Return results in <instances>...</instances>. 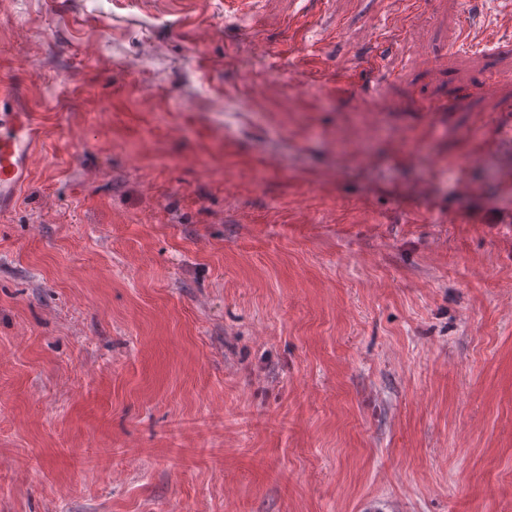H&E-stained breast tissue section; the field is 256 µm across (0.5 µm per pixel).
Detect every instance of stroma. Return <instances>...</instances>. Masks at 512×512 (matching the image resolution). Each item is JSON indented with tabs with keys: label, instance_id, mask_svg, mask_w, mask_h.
<instances>
[{
	"label": "stroma",
	"instance_id": "35a3bbf8",
	"mask_svg": "<svg viewBox=\"0 0 512 512\" xmlns=\"http://www.w3.org/2000/svg\"><path fill=\"white\" fill-rule=\"evenodd\" d=\"M224 2L0 7V512H512V5ZM21 88L0 80V215L18 198L24 176L37 162L36 112L19 105Z\"/></svg>",
	"mask_w": 512,
	"mask_h": 512
}]
</instances>
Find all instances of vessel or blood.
Masks as SVG:
<instances>
[{
    "mask_svg": "<svg viewBox=\"0 0 512 512\" xmlns=\"http://www.w3.org/2000/svg\"><path fill=\"white\" fill-rule=\"evenodd\" d=\"M20 97L16 82L0 80V215L15 203L37 162V114L21 107Z\"/></svg>",
    "mask_w": 512,
    "mask_h": 512,
    "instance_id": "b4317fda",
    "label": "vessel or blood"
}]
</instances>
